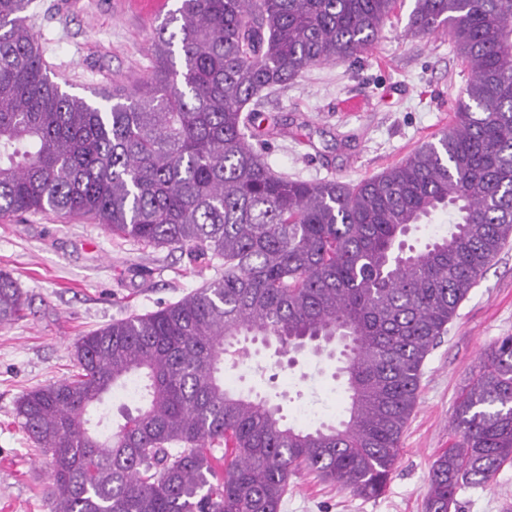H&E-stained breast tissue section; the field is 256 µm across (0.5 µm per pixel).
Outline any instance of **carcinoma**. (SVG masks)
<instances>
[{
    "instance_id": "obj_1",
    "label": "carcinoma",
    "mask_w": 512,
    "mask_h": 512,
    "mask_svg": "<svg viewBox=\"0 0 512 512\" xmlns=\"http://www.w3.org/2000/svg\"><path fill=\"white\" fill-rule=\"evenodd\" d=\"M155 71L98 105L53 80L31 0H0V216L91 218L224 275L177 302L89 332L77 371L26 392L16 415L49 459V512H279L302 473L374 498L415 409L422 366L512 240V0H414L410 28L446 34L470 73L456 120L400 163L349 185L276 175L246 139L262 93L367 52L399 0H178ZM451 231L416 250L413 226ZM24 311L0 272V327ZM338 342L345 419L288 424L224 383L225 352ZM140 406L109 434L106 398ZM424 512L512 462V336L484 351L455 406Z\"/></svg>"
}]
</instances>
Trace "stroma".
Listing matches in <instances>:
<instances>
[{"mask_svg": "<svg viewBox=\"0 0 512 512\" xmlns=\"http://www.w3.org/2000/svg\"><path fill=\"white\" fill-rule=\"evenodd\" d=\"M414 0H404L383 37L359 59L304 70L262 97L253 146L291 179L357 184L433 140L454 118L468 72L447 38L408 30ZM43 61L73 94L131 86L151 77L161 16L140 0H33ZM352 102L356 111H344ZM0 270L24 293L25 318L0 328V512H48L49 467L16 417L26 392L74 374L80 336L178 301L221 263L201 269L180 251L112 237L93 220L27 214L0 218ZM512 335V244L459 306L441 343L427 356L416 408L385 492L361 498L311 476L294 479L280 512H424L431 467L450 446L455 402L495 339ZM246 366L225 367L242 392L279 396L288 422L318 426L345 415L336 357L297 355L247 342ZM458 512H512V465L483 490L463 489Z\"/></svg>", "mask_w": 512, "mask_h": 512, "instance_id": "35a3bbf8", "label": "stroma"}]
</instances>
